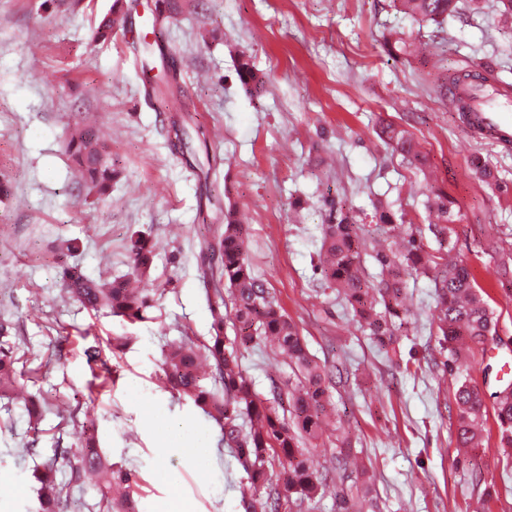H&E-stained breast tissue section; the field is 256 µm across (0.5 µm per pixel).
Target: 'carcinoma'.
Segmentation results:
<instances>
[{"label":"carcinoma","instance_id":"carcinoma-1","mask_svg":"<svg viewBox=\"0 0 512 512\" xmlns=\"http://www.w3.org/2000/svg\"><path fill=\"white\" fill-rule=\"evenodd\" d=\"M397 11L421 23H442L456 13L458 0H392ZM118 4L101 20L96 38H106L119 20ZM169 79L152 85L153 93L169 102L176 69H168ZM480 75L458 73L455 87L475 90L482 86ZM391 150L417 169L426 164L419 144L392 126L381 131ZM65 152L72 158L87 187L105 195L117 177L116 163L99 141L97 128L89 120L67 136ZM428 229L437 243L435 252L421 242L422 230L415 224H397L394 215L378 214V223L390 238L400 239L399 248L378 250L373 255L379 266L374 277L366 275L362 253L366 239L358 225L340 217L321 225L318 262L322 279L350 306L359 330L369 337L377 352L389 355L397 343L410 311L407 305L408 279L433 276L435 306L431 324L437 328L441 349L448 352L445 369L454 376L453 398L457 407L455 444L457 451L478 447L483 441L482 422L485 398L472 379L456 370L460 359L485 351L488 342L501 343L496 335L493 311L482 291L473 284L461 259H450L451 212L448 195L437 192L428 198ZM245 225L233 209L224 211V231L206 246L200 264V279L215 285V300L209 307L213 334L202 344L189 336L170 346L164 355L165 383L171 390L193 401L196 407L217 421L224 432V446L238 460L251 486L265 489V495L244 502L245 512H303L316 508L326 485L313 468L310 448L325 441L335 443L332 461L341 480L351 477L361 482L362 493L354 499L356 512L373 507L369 475L345 439L335 438L339 430L328 419L329 377L324 367L308 352L296 324L288 317L269 288L254 274L247 258ZM132 279L102 283L87 277L77 265L62 271V285L83 307L106 308L131 323L145 322L163 294L150 280L155 249L151 240L138 234L128 246ZM224 283L227 291L217 288ZM231 308L234 340L224 336V309ZM261 341L272 352L284 356L290 370L287 391L273 387L272 397L262 399L242 368V351ZM15 343L11 324L0 321V389L10 386L16 375ZM212 378L214 389L203 381ZM499 444L512 448V384L505 383L493 394ZM80 450L58 448L35 470L41 483L36 512H60V504L73 489H82L95 477L98 500L89 512H128L112 497V487L131 486L132 474L114 470L103 463L94 436L77 437Z\"/></svg>","mask_w":512,"mask_h":512}]
</instances>
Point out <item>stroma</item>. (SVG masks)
<instances>
[{"mask_svg": "<svg viewBox=\"0 0 512 512\" xmlns=\"http://www.w3.org/2000/svg\"><path fill=\"white\" fill-rule=\"evenodd\" d=\"M126 16L105 40L95 30L112 4ZM175 15L158 41L180 72L177 113L147 99L133 43L150 33L157 0H0V319L22 354L16 383L0 393V512H32L33 472L54 449L90 427L99 452L129 470L136 512H161L173 497L195 512H244L255 493L219 426L172 392L161 368L167 344L209 340L212 316L198 265L236 208L248 230L255 274L296 323L331 377V401L372 478L377 512H512V448L488 442L458 465L453 380L429 321V277L410 282L412 312L400 351L406 366L374 352L335 291L315 269L325 197L367 240L382 238L375 203L405 216L434 246L425 203L448 194L455 253L512 338V146L472 135L444 95L454 73L482 72L512 85V26L498 0H460L440 25L419 24L390 0H170ZM246 60L255 80L236 74ZM97 128L120 174L108 195L79 181L63 152L81 113ZM189 117L209 138L203 176L172 145ZM406 131L427 157L417 170L392 153L383 126ZM489 167L497 185L480 181ZM157 249L151 271L164 293L150 321L123 323L83 308L59 277L75 241L84 273L112 280L130 271L129 236ZM127 337L113 349L112 339ZM112 369L100 386L101 364ZM242 365L260 397L286 385L289 370L269 348ZM484 395L512 377V352L475 353L460 365ZM42 406L30 422L26 397Z\"/></svg>", "mask_w": 512, "mask_h": 512, "instance_id": "stroma-1", "label": "stroma"}]
</instances>
